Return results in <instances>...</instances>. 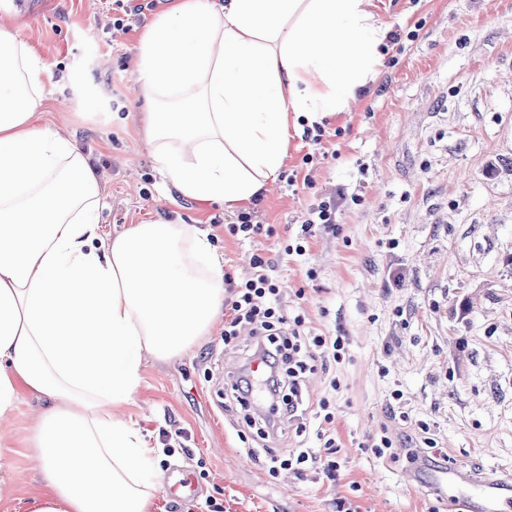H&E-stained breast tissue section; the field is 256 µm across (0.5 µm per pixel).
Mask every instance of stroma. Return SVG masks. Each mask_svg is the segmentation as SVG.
Instances as JSON below:
<instances>
[{"instance_id":"stroma-1","label":"stroma","mask_w":512,"mask_h":512,"mask_svg":"<svg viewBox=\"0 0 512 512\" xmlns=\"http://www.w3.org/2000/svg\"><path fill=\"white\" fill-rule=\"evenodd\" d=\"M133 2L141 15H124L112 0H0V20L45 66L35 121L96 164L105 231L160 217L202 225L225 272L241 277L254 251L276 254L278 234L297 232L313 193L277 182L257 205L275 236L240 242L224 234L237 210L166 189L145 146L136 63L144 31L172 0ZM374 2L380 19L406 34L389 48L399 62L382 65L349 111L325 117L335 136L314 173L317 192L363 201L343 205L339 237L317 238L273 271L307 328L348 340L336 367L341 476L269 478L259 463L265 449L299 439L291 429L259 438L226 398L253 338L241 335L238 351H225L219 321L190 354L147 359L123 408L154 441L185 434L162 448L159 480L185 467L200 493L179 500L158 490L153 512H336L341 498L358 512H462L427 480L408 483L406 459L364 453L362 441L384 423L417 444L436 439L449 463L512 472V0ZM116 17L126 30L112 28ZM38 408L21 396L0 426L8 473L0 512H25L38 487L36 452L21 440Z\"/></svg>"}]
</instances>
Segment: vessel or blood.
Listing matches in <instances>:
<instances>
[{
    "instance_id": "b4317fda",
    "label": "vessel or blood",
    "mask_w": 512,
    "mask_h": 512,
    "mask_svg": "<svg viewBox=\"0 0 512 512\" xmlns=\"http://www.w3.org/2000/svg\"><path fill=\"white\" fill-rule=\"evenodd\" d=\"M431 484L465 512H512V478L478 475L461 466L438 469Z\"/></svg>"
}]
</instances>
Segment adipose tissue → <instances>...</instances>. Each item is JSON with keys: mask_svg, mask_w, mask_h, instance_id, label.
<instances>
[{"mask_svg": "<svg viewBox=\"0 0 512 512\" xmlns=\"http://www.w3.org/2000/svg\"><path fill=\"white\" fill-rule=\"evenodd\" d=\"M389 27L373 0H176L136 64L146 140L183 197L249 208L291 130L373 84ZM43 64L0 24V419L44 403L28 442L29 512H151L155 447L120 408L145 358L190 353L224 306L209 232L160 219L100 224V176L34 116Z\"/></svg>", "mask_w": 512, "mask_h": 512, "instance_id": "ef3b65f1", "label": "adipose tissue"}]
</instances>
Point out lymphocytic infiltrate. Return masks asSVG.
<instances>
[{
	"label": "lymphocytic infiltrate",
	"mask_w": 512,
	"mask_h": 512,
	"mask_svg": "<svg viewBox=\"0 0 512 512\" xmlns=\"http://www.w3.org/2000/svg\"><path fill=\"white\" fill-rule=\"evenodd\" d=\"M339 206L335 195H321L319 202L302 214L295 236L281 241V253L300 257L317 236L341 235L342 226L336 221ZM250 266L245 276L231 282L225 302V349H236L242 328H249L254 338L243 368L231 385L233 397L245 408L263 401L266 410L261 421L269 431H276L288 421L295 423L297 432L310 430L315 435L317 448H296L285 457L266 456L262 466L268 476L275 479L289 470L301 477L315 471L336 480L341 462L334 455L337 444L332 407L341 389L336 366L345 357L347 340L341 335L306 331L304 317L288 313L271 275L272 261L265 254L254 253ZM316 373L323 374L325 390L315 401L304 403L306 379ZM306 408L314 420L310 426L299 421Z\"/></svg>",
	"instance_id": "obj_1"
}]
</instances>
